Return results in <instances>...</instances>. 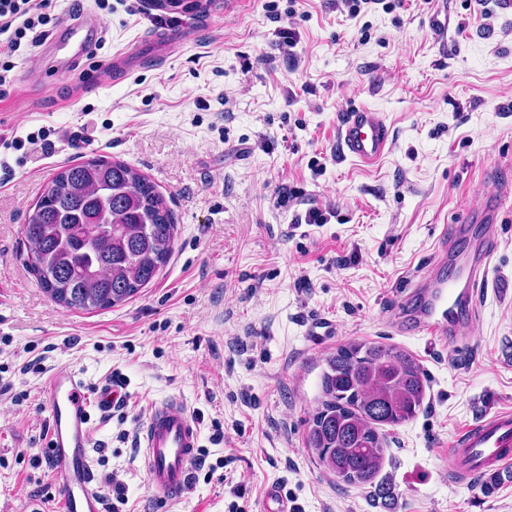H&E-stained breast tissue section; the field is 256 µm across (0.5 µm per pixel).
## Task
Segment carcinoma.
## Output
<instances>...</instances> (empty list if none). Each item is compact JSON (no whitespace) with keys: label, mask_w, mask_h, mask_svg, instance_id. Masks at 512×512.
<instances>
[{"label":"carcinoma","mask_w":512,"mask_h":512,"mask_svg":"<svg viewBox=\"0 0 512 512\" xmlns=\"http://www.w3.org/2000/svg\"><path fill=\"white\" fill-rule=\"evenodd\" d=\"M175 219L166 197L121 161L98 158L60 168L24 224L39 286L70 310L119 305L151 283L169 262ZM319 406L307 447L343 481L374 484L387 451L383 433L414 418L426 376L410 353L380 342H351L325 359Z\"/></svg>","instance_id":"obj_1"}]
</instances>
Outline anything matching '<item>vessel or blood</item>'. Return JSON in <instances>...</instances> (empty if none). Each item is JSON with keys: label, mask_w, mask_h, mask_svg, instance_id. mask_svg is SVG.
Listing matches in <instances>:
<instances>
[{"label": "vessel or blood", "mask_w": 512, "mask_h": 512, "mask_svg": "<svg viewBox=\"0 0 512 512\" xmlns=\"http://www.w3.org/2000/svg\"><path fill=\"white\" fill-rule=\"evenodd\" d=\"M429 21L433 39L447 44L450 14L447 0H435ZM143 12L155 18L177 19L184 10L172 0H142ZM104 26L91 10L84 9L64 21L39 47L53 59V72L85 74L104 38ZM336 141L343 154L363 165L380 162L389 152L391 131L381 112L358 107L344 115ZM504 197L486 201L475 212L482 236L470 256L455 249L464 227L445 226L428 272L405 291L401 304L406 324L441 340L460 336L472 319L478 288L488 269L489 241L497 236V215ZM48 430L46 454L54 474L62 480L61 512H106L92 457L91 413H108L123 400L117 386L103 383L89 389L74 371L49 373L44 382ZM143 465L147 483L156 498L178 501L192 481V466L201 447L200 429L175 400L154 404L142 425ZM477 472L498 470L512 463V413L498 412L482 418L455 442Z\"/></svg>", "instance_id": "b4317fda"}]
</instances>
